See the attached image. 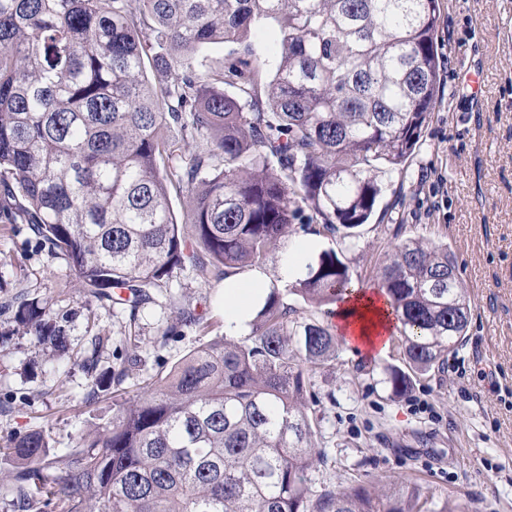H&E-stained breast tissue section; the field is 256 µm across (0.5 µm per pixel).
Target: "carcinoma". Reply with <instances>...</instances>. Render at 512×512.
Wrapping results in <instances>:
<instances>
[{
	"label": "carcinoma",
	"instance_id": "obj_1",
	"mask_svg": "<svg viewBox=\"0 0 512 512\" xmlns=\"http://www.w3.org/2000/svg\"><path fill=\"white\" fill-rule=\"evenodd\" d=\"M267 19L279 38L262 108L245 40ZM439 23L438 0H0V195L25 202L89 296L126 291L115 303L133 309L187 268L201 284L266 268L297 224L350 247L379 204L377 173L403 169L423 138ZM224 42L242 49L200 70L196 54ZM171 187L192 198L180 223ZM376 279L402 323L386 382L405 395L465 342L471 297L443 242L400 241ZM350 284L343 254L323 251L272 288L247 337L196 347L67 452L41 431L15 437L20 512H463L408 480L312 488L311 372L339 348L333 324L295 302L330 315ZM167 301L179 324H204ZM17 320L68 349L49 302H23ZM138 362L95 386L123 396Z\"/></svg>",
	"mask_w": 512,
	"mask_h": 512
}]
</instances>
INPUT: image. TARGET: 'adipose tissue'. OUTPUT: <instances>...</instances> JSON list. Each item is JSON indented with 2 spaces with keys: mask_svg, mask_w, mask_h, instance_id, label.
Wrapping results in <instances>:
<instances>
[{
  "mask_svg": "<svg viewBox=\"0 0 512 512\" xmlns=\"http://www.w3.org/2000/svg\"><path fill=\"white\" fill-rule=\"evenodd\" d=\"M267 288V277L255 273L224 285V325L228 335L248 332L250 312ZM335 330L347 346L364 356L383 352L400 322L388 299L377 289L352 286L334 307Z\"/></svg>",
  "mask_w": 512,
  "mask_h": 512,
  "instance_id": "adipose-tissue-1",
  "label": "adipose tissue"
}]
</instances>
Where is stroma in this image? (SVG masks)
Returning a JSON list of instances; mask_svg holds the SVG:
<instances>
[{
    "instance_id": "35a3bbf8",
    "label": "stroma",
    "mask_w": 512,
    "mask_h": 512,
    "mask_svg": "<svg viewBox=\"0 0 512 512\" xmlns=\"http://www.w3.org/2000/svg\"><path fill=\"white\" fill-rule=\"evenodd\" d=\"M441 86L415 155L380 174L381 203L350 248L338 237L296 227L317 251L340 250L354 284L376 287V270L396 237L448 243L471 296L469 335L445 373L427 375L392 396L385 367L398 364V338L377 358L340 345L335 366L312 375L319 400L320 458L315 486L351 481L378 487L412 480L466 512H512V0H438ZM175 298L196 304L211 326L177 327L152 304L130 312L110 298L87 297L62 259L44 248L17 206L0 208V512H15L3 488L12 471L10 441L42 430L55 453L108 425L112 393L93 383L124 356L135 323L141 362L125 382L136 396L190 351L224 333V283L174 278ZM50 302L68 336L57 359L16 321L22 298ZM109 337L94 368L83 365L90 338Z\"/></svg>"
}]
</instances>
